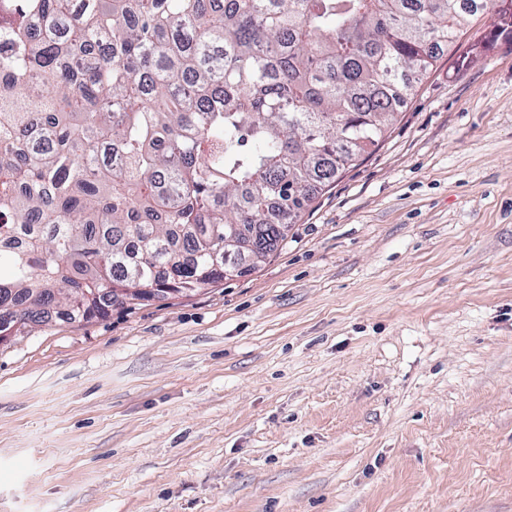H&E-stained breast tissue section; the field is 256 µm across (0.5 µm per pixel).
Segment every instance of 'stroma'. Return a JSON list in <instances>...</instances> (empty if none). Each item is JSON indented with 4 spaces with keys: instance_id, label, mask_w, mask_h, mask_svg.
Masks as SVG:
<instances>
[{
    "instance_id": "obj_1",
    "label": "stroma",
    "mask_w": 512,
    "mask_h": 512,
    "mask_svg": "<svg viewBox=\"0 0 512 512\" xmlns=\"http://www.w3.org/2000/svg\"><path fill=\"white\" fill-rule=\"evenodd\" d=\"M0 512H512L494 18L254 271L0 346Z\"/></svg>"
}]
</instances>
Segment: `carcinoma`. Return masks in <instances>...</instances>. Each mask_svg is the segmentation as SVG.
Segmentation results:
<instances>
[{"label":"carcinoma","mask_w":512,"mask_h":512,"mask_svg":"<svg viewBox=\"0 0 512 512\" xmlns=\"http://www.w3.org/2000/svg\"><path fill=\"white\" fill-rule=\"evenodd\" d=\"M487 10L512 33V0H0V318L220 283L231 226L277 253Z\"/></svg>","instance_id":"carcinoma-1"}]
</instances>
